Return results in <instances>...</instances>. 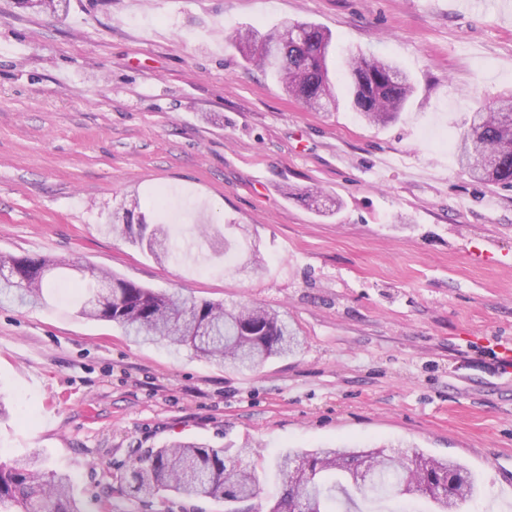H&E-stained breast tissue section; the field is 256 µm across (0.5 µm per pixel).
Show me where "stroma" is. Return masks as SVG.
I'll list each match as a JSON object with an SVG mask.
<instances>
[{"instance_id":"1","label":"stroma","mask_w":512,"mask_h":512,"mask_svg":"<svg viewBox=\"0 0 512 512\" xmlns=\"http://www.w3.org/2000/svg\"><path fill=\"white\" fill-rule=\"evenodd\" d=\"M307 21L395 61L416 91L375 127L311 112L247 63L235 29ZM512 94V0H0V253L288 312L296 355L236 372L77 316V279L0 307V461L37 448L84 512H224L129 499L135 456L180 438L270 469L291 449L416 448L482 481L459 512H512V189L457 162L465 119ZM139 199L198 258L106 232ZM248 225L262 274L209 235Z\"/></svg>"}]
</instances>
